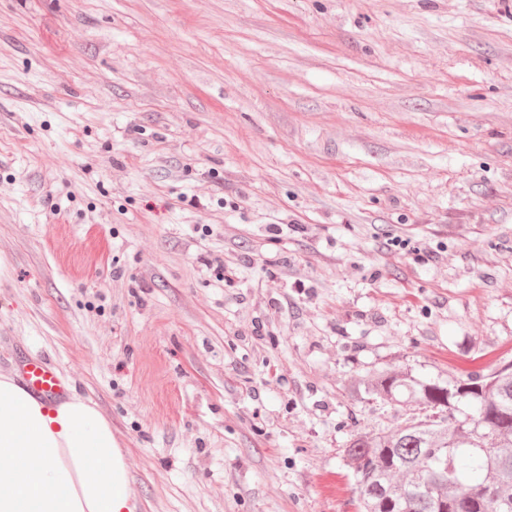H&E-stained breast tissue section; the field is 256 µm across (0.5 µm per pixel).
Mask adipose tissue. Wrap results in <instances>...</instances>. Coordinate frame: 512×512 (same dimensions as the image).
<instances>
[{
	"label": "adipose tissue",
	"mask_w": 512,
	"mask_h": 512,
	"mask_svg": "<svg viewBox=\"0 0 512 512\" xmlns=\"http://www.w3.org/2000/svg\"><path fill=\"white\" fill-rule=\"evenodd\" d=\"M108 421L71 394L47 403L0 373V512H137Z\"/></svg>",
	"instance_id": "obj_1"
}]
</instances>
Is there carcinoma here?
<instances>
[{"mask_svg": "<svg viewBox=\"0 0 512 512\" xmlns=\"http://www.w3.org/2000/svg\"><path fill=\"white\" fill-rule=\"evenodd\" d=\"M350 391L432 414L353 436L345 455L362 512H512V365L446 379L380 368ZM466 401L462 421L452 410Z\"/></svg>", "mask_w": 512, "mask_h": 512, "instance_id": "obj_1", "label": "carcinoma"}]
</instances>
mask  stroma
Wrapping results in <instances>:
<instances>
[{"label": "stroma", "mask_w": 512, "mask_h": 512, "mask_svg": "<svg viewBox=\"0 0 512 512\" xmlns=\"http://www.w3.org/2000/svg\"><path fill=\"white\" fill-rule=\"evenodd\" d=\"M23 356L139 512H358L351 436L421 411L351 379L512 360V0H0ZM26 387L48 400L62 398L68 389L67 383L58 375L54 363L44 357L28 359L22 368Z\"/></svg>", "instance_id": "stroma-1"}]
</instances>
